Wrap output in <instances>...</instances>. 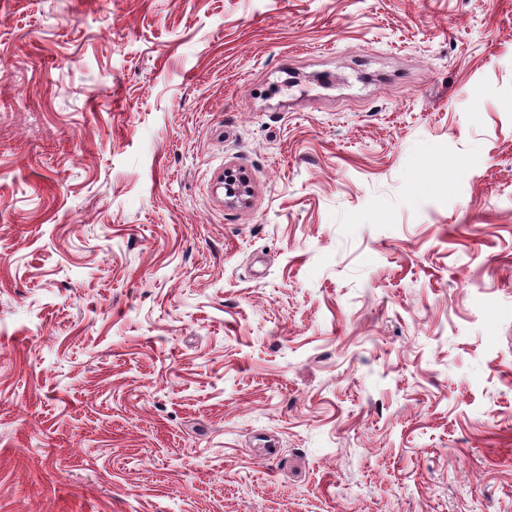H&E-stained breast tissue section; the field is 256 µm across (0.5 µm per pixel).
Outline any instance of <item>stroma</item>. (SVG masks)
<instances>
[{
  "label": "stroma",
  "instance_id": "1",
  "mask_svg": "<svg viewBox=\"0 0 512 512\" xmlns=\"http://www.w3.org/2000/svg\"><path fill=\"white\" fill-rule=\"evenodd\" d=\"M0 512H512V0H0ZM224 199L230 203H245L244 199L248 193L246 180L230 169L224 171Z\"/></svg>",
  "mask_w": 512,
  "mask_h": 512
}]
</instances>
